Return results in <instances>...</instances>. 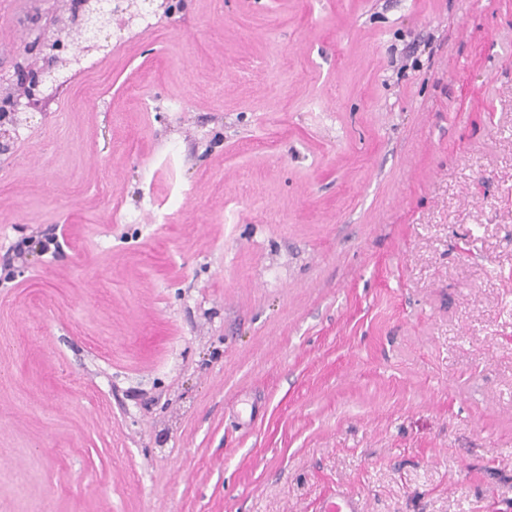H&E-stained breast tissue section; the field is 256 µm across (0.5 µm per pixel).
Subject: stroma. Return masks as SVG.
Segmentation results:
<instances>
[{
  "mask_svg": "<svg viewBox=\"0 0 512 512\" xmlns=\"http://www.w3.org/2000/svg\"><path fill=\"white\" fill-rule=\"evenodd\" d=\"M181 2L0 151V512H512V0ZM325 512H362L359 499L347 490L337 487L326 501Z\"/></svg>",
  "mask_w": 512,
  "mask_h": 512,
  "instance_id": "1",
  "label": "stroma"
}]
</instances>
